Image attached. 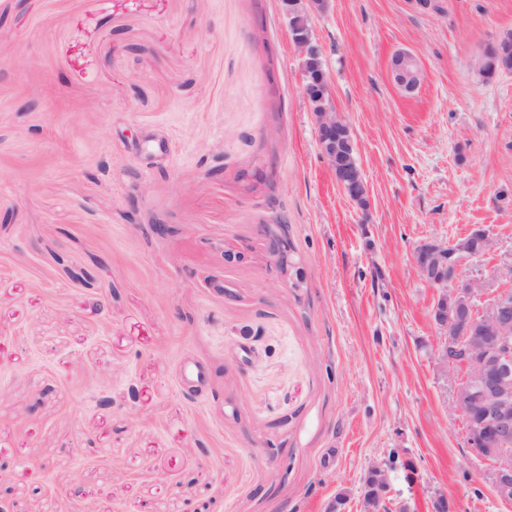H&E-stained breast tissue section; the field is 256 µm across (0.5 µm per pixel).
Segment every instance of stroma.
<instances>
[{
  "label": "stroma",
  "mask_w": 512,
  "mask_h": 512,
  "mask_svg": "<svg viewBox=\"0 0 512 512\" xmlns=\"http://www.w3.org/2000/svg\"><path fill=\"white\" fill-rule=\"evenodd\" d=\"M313 28L365 213L322 157L278 0H0V484L21 512H327L340 492L363 512L394 451L413 512H512L448 411L412 262L478 225L496 247L463 275L512 261V73L475 67L512 0H330ZM389 72L393 82L405 92L416 90L423 77L419 59L406 50H399L391 56Z\"/></svg>",
  "instance_id": "1"
}]
</instances>
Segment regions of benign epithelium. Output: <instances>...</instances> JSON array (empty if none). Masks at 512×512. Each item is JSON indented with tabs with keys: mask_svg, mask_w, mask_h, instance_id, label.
I'll return each mask as SVG.
<instances>
[{
	"mask_svg": "<svg viewBox=\"0 0 512 512\" xmlns=\"http://www.w3.org/2000/svg\"><path fill=\"white\" fill-rule=\"evenodd\" d=\"M329 0H281L283 16L300 59L301 92L315 123L316 138L337 185L361 210L369 201L349 125L336 113L324 70V47L313 29V16ZM393 82L405 92L421 84L423 70L411 52L399 50L389 61ZM494 240L477 227L452 242L426 240L415 249L413 264L433 288L432 322L437 329L434 366L453 391V411L477 421V444L492 464V487L512 501V289L484 276L465 278L464 259L490 253ZM367 512H411L406 501L383 494L366 503Z\"/></svg>",
	"mask_w": 512,
	"mask_h": 512,
	"instance_id": "7a95c632",
	"label": "benign epithelium"
}]
</instances>
